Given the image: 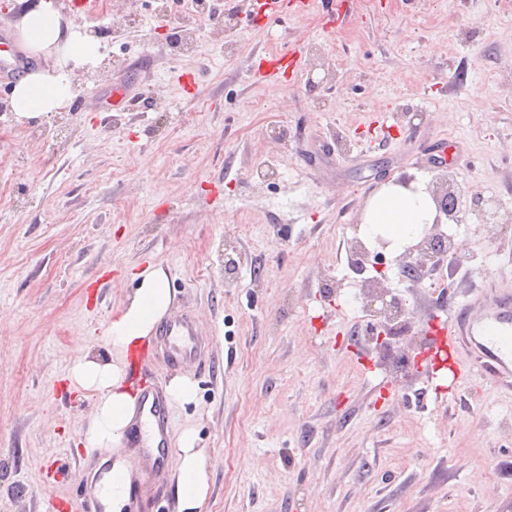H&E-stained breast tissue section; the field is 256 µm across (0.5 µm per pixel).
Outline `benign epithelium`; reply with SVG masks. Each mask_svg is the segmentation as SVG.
Wrapping results in <instances>:
<instances>
[{"label": "benign epithelium", "instance_id": "7a95c632", "mask_svg": "<svg viewBox=\"0 0 512 512\" xmlns=\"http://www.w3.org/2000/svg\"><path fill=\"white\" fill-rule=\"evenodd\" d=\"M435 206L436 216L432 224L426 225L418 240L405 246L396 257L401 276L415 281L424 271L429 261L437 253H444L451 257L456 256L455 236L443 230L445 224L457 226L465 223L467 211L463 209L462 198L464 192L455 187L449 177H438L431 186L426 188ZM472 211L487 228V234L492 236L499 226L500 204L493 197H486L480 193L471 194ZM386 276L372 277L364 281L362 290L367 298V305L376 313L377 322L370 327V335L376 342L377 349L382 353L393 350L390 339L394 336H403L410 331L406 303L397 295L391 294L385 286ZM399 363V373L408 375L418 370L422 363L419 356L404 351L395 357Z\"/></svg>", "mask_w": 512, "mask_h": 512}]
</instances>
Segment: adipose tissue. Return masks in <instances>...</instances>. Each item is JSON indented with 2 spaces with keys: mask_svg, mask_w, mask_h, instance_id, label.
Here are the masks:
<instances>
[{
  "mask_svg": "<svg viewBox=\"0 0 512 512\" xmlns=\"http://www.w3.org/2000/svg\"><path fill=\"white\" fill-rule=\"evenodd\" d=\"M17 27L29 51L43 58L44 69L29 74L15 86L10 108L17 120H35L58 111L74 98L71 65L93 62L97 39L63 25L51 0H31ZM436 215L424 190L414 192L390 185L376 192L363 215V235L380 234L394 245L421 234ZM140 284L113 314L106 329V353L84 346L73 361L69 380L91 392L95 410L79 432L75 444L85 451L109 448L116 456L99 481L104 512H129L134 468L120 449L128 429L136 421L139 392L127 376L129 357L148 348L159 323L171 309L174 294L163 269L139 274ZM193 427H185L174 450L175 512H201L209 492L211 460L196 445Z\"/></svg>",
  "mask_w": 512,
  "mask_h": 512,
  "instance_id": "1",
  "label": "adipose tissue"
}]
</instances>
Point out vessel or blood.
I'll return each instance as SVG.
<instances>
[{
	"mask_svg": "<svg viewBox=\"0 0 512 512\" xmlns=\"http://www.w3.org/2000/svg\"><path fill=\"white\" fill-rule=\"evenodd\" d=\"M23 54L11 37L0 31V75L18 72ZM130 89L123 80H115L101 102L104 111L121 110L130 100ZM490 306L478 314L451 317L444 327L445 345L454 355H468L471 366L492 381L501 391L512 395V292L486 294ZM161 353L169 363L182 364L202 359L204 346L198 320L187 311L166 320L160 332ZM140 408L145 413L139 424L143 449L142 474L155 476L169 454L170 419L166 398L156 387L141 392Z\"/></svg>",
	"mask_w": 512,
	"mask_h": 512,
	"instance_id": "obj_1",
	"label": "vessel or blood"
}]
</instances>
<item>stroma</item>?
I'll list each match as a JSON object with an SVG mask.
<instances>
[{
	"label": "stroma",
	"mask_w": 512,
	"mask_h": 512,
	"mask_svg": "<svg viewBox=\"0 0 512 512\" xmlns=\"http://www.w3.org/2000/svg\"><path fill=\"white\" fill-rule=\"evenodd\" d=\"M256 0H55L98 37L71 104L20 123L0 85V512H74L102 456L76 450L95 401L70 388L78 339L104 331L136 282L163 268L173 312L193 311L203 364L151 345L136 387L186 373L197 400L171 406V438L194 427L213 466L202 512H512V397L479 373L436 394L448 370L395 375L368 334L351 242L370 196L437 175L495 197L503 232L475 215L458 259L413 282L389 266L410 335L432 344L481 288L512 290V0H311L272 23ZM196 24L199 47L171 38ZM300 69L258 83L270 54ZM196 77L193 90L185 73ZM141 101L96 105L115 78ZM268 166L271 179L258 178ZM139 484L134 512H174Z\"/></svg>",
	"instance_id": "stroma-1"
}]
</instances>
